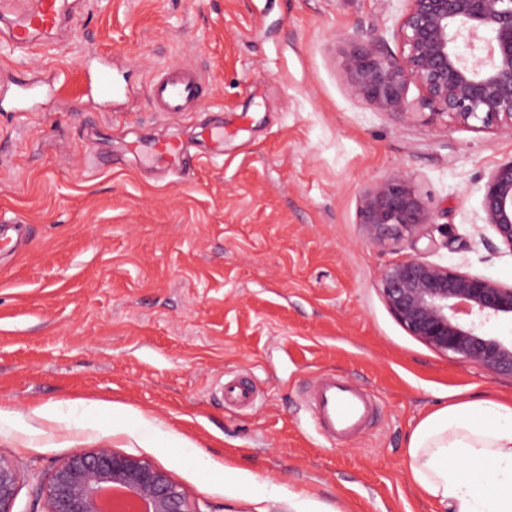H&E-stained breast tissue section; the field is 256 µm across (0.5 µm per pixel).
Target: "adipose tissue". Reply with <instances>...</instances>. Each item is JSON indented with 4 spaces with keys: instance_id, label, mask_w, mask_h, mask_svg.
I'll use <instances>...</instances> for the list:
<instances>
[{
    "instance_id": "1",
    "label": "adipose tissue",
    "mask_w": 512,
    "mask_h": 512,
    "mask_svg": "<svg viewBox=\"0 0 512 512\" xmlns=\"http://www.w3.org/2000/svg\"><path fill=\"white\" fill-rule=\"evenodd\" d=\"M416 490L443 512H512V401L448 402L423 418L407 443Z\"/></svg>"
}]
</instances>
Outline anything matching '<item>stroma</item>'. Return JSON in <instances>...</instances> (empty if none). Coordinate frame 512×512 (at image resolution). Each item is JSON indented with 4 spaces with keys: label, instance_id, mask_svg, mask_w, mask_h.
Masks as SVG:
<instances>
[{
    "label": "stroma",
    "instance_id": "35a3bbf8",
    "mask_svg": "<svg viewBox=\"0 0 512 512\" xmlns=\"http://www.w3.org/2000/svg\"><path fill=\"white\" fill-rule=\"evenodd\" d=\"M404 0H77L35 52L0 43V84L53 70L34 111L0 110V216L32 227L0 258V454L23 465L16 512L68 455L111 448L165 470L201 512H438L414 490L407 441L453 396H512V377L442 354L389 312L381 273L415 253L512 285L490 254L481 188L512 130L353 98L354 38L394 27ZM112 56L129 89L102 105L85 72ZM210 86L196 111H154L170 65ZM223 123L224 153L196 139ZM177 137L175 177L138 164L137 136ZM406 173L431 219L367 241L363 195ZM377 402L345 441L320 435L322 377ZM243 378L252 404L224 402Z\"/></svg>",
    "mask_w": 512,
    "mask_h": 512
}]
</instances>
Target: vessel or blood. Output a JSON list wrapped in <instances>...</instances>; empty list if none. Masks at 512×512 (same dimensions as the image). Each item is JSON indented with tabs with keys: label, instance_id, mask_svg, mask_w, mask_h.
I'll return each instance as SVG.
<instances>
[{
	"label": "vessel or blood",
	"instance_id": "b4317fda",
	"mask_svg": "<svg viewBox=\"0 0 512 512\" xmlns=\"http://www.w3.org/2000/svg\"><path fill=\"white\" fill-rule=\"evenodd\" d=\"M68 18L66 0H34L15 18L0 24V39L15 49L32 48L38 36L59 31ZM201 74L182 65L161 68L148 85L149 97L157 111L178 114L192 111L203 94ZM117 92L112 82V60L99 59L86 83L88 96L109 102ZM188 157L186 143L151 139L143 159L148 165L162 164L165 171H182ZM27 234L19 221L0 222V254L17 252ZM372 400L363 391L342 380L320 379L313 395L312 417L318 427L333 439L357 435L366 424Z\"/></svg>",
	"mask_w": 512,
	"mask_h": 512
}]
</instances>
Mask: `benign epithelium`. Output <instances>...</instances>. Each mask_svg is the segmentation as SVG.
Wrapping results in <instances>:
<instances>
[{
    "label": "benign epithelium",
    "mask_w": 512,
    "mask_h": 512,
    "mask_svg": "<svg viewBox=\"0 0 512 512\" xmlns=\"http://www.w3.org/2000/svg\"><path fill=\"white\" fill-rule=\"evenodd\" d=\"M388 53L381 35H360L343 69L352 97L379 112L409 118L416 107L479 130H512V0H404ZM423 92L408 100L410 85ZM494 253H512V160L488 176L481 199ZM361 224L372 243L413 233L429 213L401 173L376 183L361 202ZM381 292L390 313L411 336L435 350L512 377V339L486 325L512 318V286L414 254L387 267ZM22 464L0 455V512H14ZM49 512H107L110 495L128 512H201L170 475L150 462L110 448L71 455L40 484Z\"/></svg>",
    "instance_id": "benign-epithelium-1"
}]
</instances>
